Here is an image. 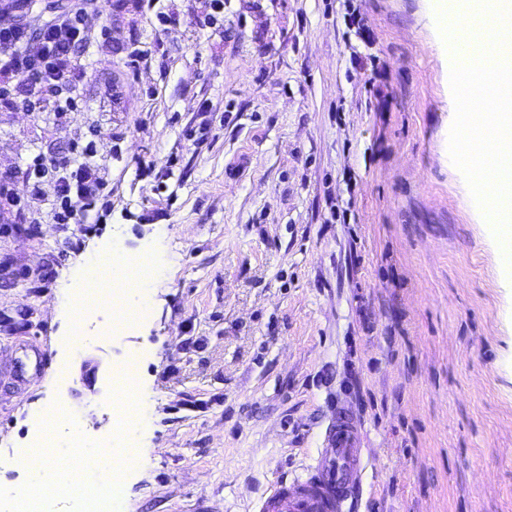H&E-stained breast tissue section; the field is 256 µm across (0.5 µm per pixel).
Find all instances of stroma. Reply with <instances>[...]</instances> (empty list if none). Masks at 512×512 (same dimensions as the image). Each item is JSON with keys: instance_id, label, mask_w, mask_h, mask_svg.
I'll return each instance as SVG.
<instances>
[{"instance_id": "stroma-1", "label": "stroma", "mask_w": 512, "mask_h": 512, "mask_svg": "<svg viewBox=\"0 0 512 512\" xmlns=\"http://www.w3.org/2000/svg\"><path fill=\"white\" fill-rule=\"evenodd\" d=\"M211 11L95 0L77 109L0 100V482H25L44 404L73 457L113 442L133 359L153 423L116 512H252L338 409L368 450L360 512H512V284L450 155L426 0ZM88 146L110 208L54 223L33 160ZM107 245L165 274L146 318L115 333L97 308L65 355L55 291Z\"/></svg>"}]
</instances>
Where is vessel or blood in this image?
Here are the masks:
<instances>
[{
	"label": "vessel or blood",
	"instance_id": "vessel-or-blood-1",
	"mask_svg": "<svg viewBox=\"0 0 512 512\" xmlns=\"http://www.w3.org/2000/svg\"><path fill=\"white\" fill-rule=\"evenodd\" d=\"M358 428L336 412L305 476L274 478L257 512H359L365 475Z\"/></svg>",
	"mask_w": 512,
	"mask_h": 512
}]
</instances>
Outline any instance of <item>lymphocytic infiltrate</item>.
<instances>
[{"mask_svg":"<svg viewBox=\"0 0 512 512\" xmlns=\"http://www.w3.org/2000/svg\"><path fill=\"white\" fill-rule=\"evenodd\" d=\"M85 0L45 21L31 32L25 20L0 28V98L10 96L14 86L27 90V103L41 102L58 91L53 110L57 115L73 111L78 95L73 78L81 67L80 50L88 34L83 25ZM35 177L53 175L57 190L56 223L66 224L95 207L105 186L99 167L90 161L71 164L45 155L33 160Z\"/></svg>","mask_w":512,"mask_h":512,"instance_id":"1","label":"lymphocytic infiltrate"}]
</instances>
